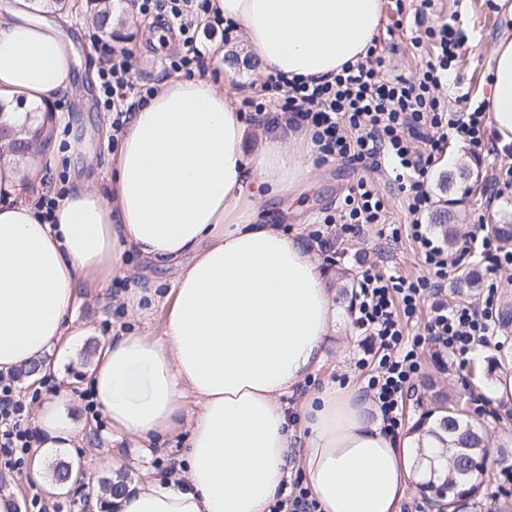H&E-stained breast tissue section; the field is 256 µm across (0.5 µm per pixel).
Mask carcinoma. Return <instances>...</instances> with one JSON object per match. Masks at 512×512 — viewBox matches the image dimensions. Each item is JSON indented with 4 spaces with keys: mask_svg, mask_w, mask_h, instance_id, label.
Here are the masks:
<instances>
[{
    "mask_svg": "<svg viewBox=\"0 0 512 512\" xmlns=\"http://www.w3.org/2000/svg\"><path fill=\"white\" fill-rule=\"evenodd\" d=\"M95 17L103 28L112 21V0H93ZM28 9L36 12H61L67 8L66 0H29ZM48 132L41 127L23 126L18 131L0 127V151L13 156L33 154L38 142L47 138ZM487 232L505 249H512V224H492ZM495 323L498 329L512 335V292L504 296L495 308ZM428 398L434 405L432 411L422 415L413 430L443 440L441 433L448 434L441 455L426 457L433 463L435 474L421 484L424 492L432 495L434 503L444 506L448 512H465V508L478 507L485 484L487 459L490 454L488 441L481 429L464 421L459 410L452 404L446 390L435 382L426 385ZM127 480L123 476H107L98 482L96 499L100 507L107 508L112 499L123 495Z\"/></svg>",
    "mask_w": 512,
    "mask_h": 512,
    "instance_id": "cac0c4a2",
    "label": "carcinoma"
}]
</instances>
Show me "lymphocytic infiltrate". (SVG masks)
I'll return each mask as SVG.
<instances>
[{
	"label": "lymphocytic infiltrate",
	"mask_w": 512,
	"mask_h": 512,
	"mask_svg": "<svg viewBox=\"0 0 512 512\" xmlns=\"http://www.w3.org/2000/svg\"><path fill=\"white\" fill-rule=\"evenodd\" d=\"M433 59L422 64L416 80L385 75L386 60L377 45L364 57L344 64L325 81H296L271 77L260 87L254 119L267 131H308L320 161L342 158L385 168L403 194L412 217L409 236L424 258L430 275L409 280L368 266L356 285L354 326L369 340L368 358L359 360L367 370L366 393L378 409L385 431L397 432L403 417L404 394L417 375L419 354L425 348L460 356L489 345L495 326L497 273L512 265V251L493 238L464 244L463 253H475L485 269V293L480 306L451 305L440 295L447 286L448 248L421 221L433 204L427 188L434 167L448 141L467 144L478 158L511 155L512 144H499L487 134L489 115L484 103L461 95L465 108L448 111L435 91L448 73L457 69L465 36L448 21L431 28ZM131 55L113 52L100 73L101 87L112 102V129L122 132L143 95L129 83ZM327 224H382L385 206L374 182L359 178ZM435 297L422 333L408 335L406 327L417 315L425 294ZM29 408L12 379L0 376V464L13 470L24 463L35 436L27 425Z\"/></svg>",
	"instance_id": "lymphocytic-infiltrate-1"
}]
</instances>
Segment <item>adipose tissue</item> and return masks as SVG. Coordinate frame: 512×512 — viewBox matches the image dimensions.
Segmentation results:
<instances>
[{
  "instance_id": "adipose-tissue-1",
  "label": "adipose tissue",
  "mask_w": 512,
  "mask_h": 512,
  "mask_svg": "<svg viewBox=\"0 0 512 512\" xmlns=\"http://www.w3.org/2000/svg\"><path fill=\"white\" fill-rule=\"evenodd\" d=\"M243 26L267 75L327 80L363 57L381 0H213ZM0 25V99L66 89L74 63L57 26L18 10ZM489 110L512 142V30L492 51ZM251 126L204 80H169L132 112L107 189L21 197L22 159H0V371L41 360L74 335L82 288L103 286L122 251L178 263L156 337L112 335L89 386L113 428L147 444L182 434L184 481L162 475L113 501L115 512H269L299 465L320 512H400L419 482L399 441L357 389L312 392L293 430L286 399L323 365L336 290L302 240L257 223L248 195L283 197L310 161L285 137L252 143Z\"/></svg>"
}]
</instances>
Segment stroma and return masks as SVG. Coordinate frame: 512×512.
Segmentation results:
<instances>
[{"label": "stroma", "mask_w": 512, "mask_h": 512, "mask_svg": "<svg viewBox=\"0 0 512 512\" xmlns=\"http://www.w3.org/2000/svg\"><path fill=\"white\" fill-rule=\"evenodd\" d=\"M171 6L172 0H156L151 15L144 16L132 0H112L113 15L118 22L117 31L112 33L98 29L87 16L69 13L59 20V30L73 47L74 79L69 90L52 97L46 106L47 111L57 116L51 135L56 156L53 164L42 165L28 174L25 183L29 189L65 192L80 181L102 187L111 182L116 155L112 148V111L104 107L98 92L106 46H120L133 52L135 65L129 79L135 85L159 90L169 79L191 77L211 81L220 84L225 95L240 109L255 96L266 77L256 65H239L238 59L245 52L243 32H236L228 41L202 21L175 40L160 46L154 44L153 18L158 14L170 15ZM449 19L455 20L466 35L462 62L457 71L449 74L444 89L449 98L448 108L455 111L459 108L457 97L462 93L480 100L488 99L491 94L490 48L507 24L496 0H431L427 9L422 8L421 0H383L376 38L386 57L387 76L411 79L432 52L430 43L415 46V38L423 35L425 26ZM190 45L202 51L200 65L189 72L173 69L171 60L182 56ZM81 139L87 140L88 147L78 158L72 145ZM288 145L315 157L310 182L288 196L258 202L256 212L262 223L280 225L313 247L317 244L314 232L320 217L334 210L365 173L356 164L317 160L310 134H293ZM508 166H512V155L478 160L466 144H449L444 160L434 168L429 184L433 205L425 214L424 223H434L437 213L443 209L450 212L452 223L458 224L464 233L478 231L485 224L512 220V200L490 210L482 196L485 182L495 177L500 168ZM327 232L335 240L336 251L319 253L318 258L331 274L347 271L344 280L347 286H355L365 261H382L384 268L409 279L428 273L412 241L404 237L396 241L385 239L380 225L345 228L334 224ZM176 275V266L160 267L136 254L122 253L111 279L103 288L86 289L78 304L77 336L61 342L53 352L58 371L54 381L43 386L23 380L16 383L30 405L29 424L34 429L39 426L41 403L52 397L55 390L63 391L66 416L80 431L64 459L83 465L90 483H97L104 475L122 472L131 484L140 485L177 462L182 446L179 437L167 436L151 444H140L131 436L103 426L101 419L92 418L84 400L87 391L84 378L90 369L84 359L86 344L94 341L98 346H105L113 331L120 327L139 330L146 336L157 335L162 310L151 308L146 297L141 298L138 308H130L127 298L142 288H153L160 294L167 292ZM353 320L350 306H342L337 344L324 366L290 397L289 404L295 411H302L309 392L320 389L326 382L365 387V377L356 365L363 347ZM494 353L491 346L478 348L462 358L430 349L421 352V369L406 404L403 431H410L422 413L417 400L424 383L438 378L460 399L463 418L486 428L492 448H503L498 468L512 466V399L495 398L490 390L492 379L487 366ZM53 467L50 460L38 466L29 460L21 469L0 470V500L12 503L15 512H38L32 505L37 498L51 510L59 507L63 512H87L77 490L55 485Z\"/></svg>", "instance_id": "35a3bbf8"}]
</instances>
